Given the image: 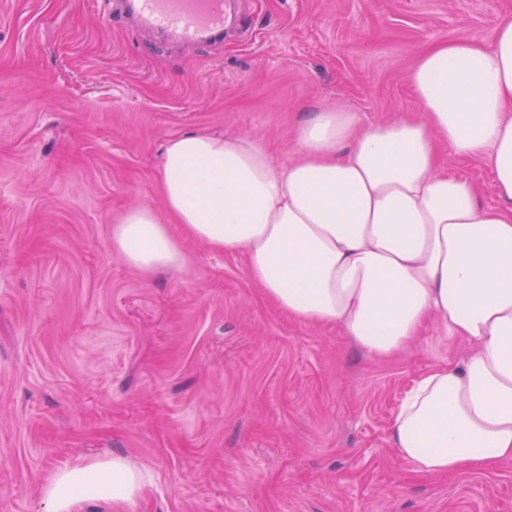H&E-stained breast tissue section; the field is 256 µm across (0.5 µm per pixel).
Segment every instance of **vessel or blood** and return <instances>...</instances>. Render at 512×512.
I'll return each instance as SVG.
<instances>
[{
	"mask_svg": "<svg viewBox=\"0 0 512 512\" xmlns=\"http://www.w3.org/2000/svg\"><path fill=\"white\" fill-rule=\"evenodd\" d=\"M233 0H110L109 21L172 37L183 46L217 45Z\"/></svg>",
	"mask_w": 512,
	"mask_h": 512,
	"instance_id": "1",
	"label": "vessel or blood"
}]
</instances>
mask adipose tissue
<instances>
[{
  "mask_svg": "<svg viewBox=\"0 0 512 512\" xmlns=\"http://www.w3.org/2000/svg\"><path fill=\"white\" fill-rule=\"evenodd\" d=\"M409 80L421 119L363 129L356 112L321 104L288 165L248 135L173 137L164 213L126 209L112 248L146 273L179 267L176 223L245 253L250 280L289 317L343 325L376 357L409 350L427 326L444 344L468 341L461 364L413 381L390 431L413 471L443 477L512 459V20L487 43L435 44ZM441 143L485 161L502 206L442 169ZM142 481L115 456L60 469L43 496L49 512H133Z\"/></svg>",
  "mask_w": 512,
  "mask_h": 512,
  "instance_id": "adipose-tissue-1",
  "label": "adipose tissue"
}]
</instances>
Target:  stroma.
Returning a JSON list of instances; mask_svg holds the SVG:
<instances>
[{"label": "stroma", "mask_w": 512, "mask_h": 512, "mask_svg": "<svg viewBox=\"0 0 512 512\" xmlns=\"http://www.w3.org/2000/svg\"><path fill=\"white\" fill-rule=\"evenodd\" d=\"M239 4L223 45L183 47L102 0H0V512H48L56 471L112 455L148 474L135 512H512V461L428 477L389 440L412 381L467 341L427 331L381 360L281 312L244 253L187 239L146 275L112 249L117 215L161 208L171 138L245 134L285 165L322 102L364 127L419 115L416 58L489 40L512 0ZM443 162L500 206L482 160Z\"/></svg>", "instance_id": "1"}]
</instances>
